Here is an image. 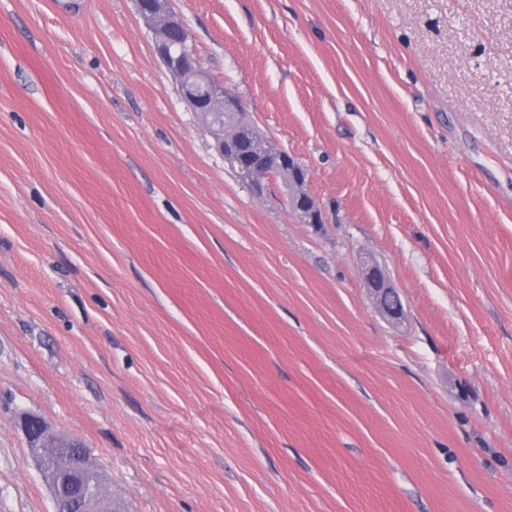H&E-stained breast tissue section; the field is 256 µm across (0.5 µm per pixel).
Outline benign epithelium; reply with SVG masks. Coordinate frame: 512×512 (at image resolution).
<instances>
[{
  "instance_id": "1",
  "label": "benign epithelium",
  "mask_w": 512,
  "mask_h": 512,
  "mask_svg": "<svg viewBox=\"0 0 512 512\" xmlns=\"http://www.w3.org/2000/svg\"><path fill=\"white\" fill-rule=\"evenodd\" d=\"M168 0H137L140 14L149 21L156 32L155 53L168 71L178 80L182 96L195 112L204 115L221 114L229 122L247 111L244 101L224 85L213 81L202 69L197 58L188 55L182 47L171 49L169 35L179 32L187 36L184 21L167 9ZM243 180L258 195L269 185L286 182L290 186L288 202L301 223L325 221L321 210L307 190L304 171L294 166L285 154L272 157L261 155L248 165H240ZM367 288L382 311L393 321L402 319L403 311L392 310L382 304L385 293L393 285L373 262L364 267ZM24 427L35 447L44 450L40 466L51 490L54 512H112V504L93 478V471L84 447L74 441L64 443L51 437L45 426L35 417H27Z\"/></svg>"
}]
</instances>
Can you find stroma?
<instances>
[{
  "label": "stroma",
  "instance_id": "35a3bbf8",
  "mask_svg": "<svg viewBox=\"0 0 512 512\" xmlns=\"http://www.w3.org/2000/svg\"><path fill=\"white\" fill-rule=\"evenodd\" d=\"M169 6L325 222L136 0H0V512H54L28 415L115 512H512V0ZM168 0H137L140 14L156 32L155 53L168 71L178 80L182 96L194 112L205 115L221 114L224 122L247 112L244 101L223 84L213 81L202 69L196 57L188 55L181 45L172 50L169 35L180 32L187 37L184 21L166 7ZM253 143L258 150L259 146L266 148L268 154L278 150L256 129L253 134ZM272 155L274 157L259 155L257 159L248 165L241 164L233 150L228 151L224 156L232 170L241 178L239 168L231 163L238 164L243 172V180L258 195H263L269 185L277 180H281L287 191L286 177L284 175H287L288 166L290 168L293 167L292 174L288 177V184L291 189H289V192L287 191L290 208L298 215L303 224L313 223L318 217L324 224L325 218L307 190V179L304 171L300 167L294 166L292 157L290 158V156L282 153ZM364 280L367 288L370 289L371 294L382 311L393 321L399 322L402 319L403 311L388 309L383 303V296L385 293L394 289L393 285L384 277L380 268L373 262H367L364 267Z\"/></svg>",
  "mask_w": 512,
  "mask_h": 512
}]
</instances>
